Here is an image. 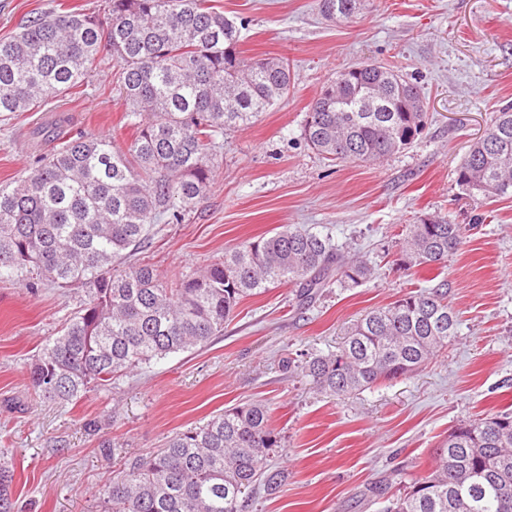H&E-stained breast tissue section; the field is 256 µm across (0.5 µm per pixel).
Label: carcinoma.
Segmentation results:
<instances>
[{
  "instance_id": "cac0c4a2",
  "label": "carcinoma",
  "mask_w": 512,
  "mask_h": 512,
  "mask_svg": "<svg viewBox=\"0 0 512 512\" xmlns=\"http://www.w3.org/2000/svg\"><path fill=\"white\" fill-rule=\"evenodd\" d=\"M360 0H318L321 15L348 23ZM245 21L206 0H111V20L69 9L40 12L0 39V112H30L84 82L98 54L119 66L128 149L72 135L13 184L0 185V281L85 289L77 316L45 341L30 367L34 393L72 401L224 332L240 300L274 283L311 296L338 282L369 280L368 259L331 238L288 225L224 252L209 267L163 280L148 263L118 266L159 224H181L214 178L217 140L288 95L283 58H244ZM324 85L309 105L304 140L331 161L376 163L412 145L426 117L404 107L423 98L394 68L364 62ZM457 184L484 199L512 195V105L457 167ZM407 268L445 263L466 227L446 216L402 229ZM458 315L443 287L410 292L354 321L335 352L288 359L322 393L342 396L407 376L445 349ZM280 437L269 408L247 402L168 437L108 490V512H244L259 484L274 498L283 474L268 466ZM14 469L0 456V512H14ZM386 512H512V412L465 421L448 434L430 472Z\"/></svg>"
}]
</instances>
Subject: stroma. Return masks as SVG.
Segmentation results:
<instances>
[{
  "instance_id": "35a3bbf8",
  "label": "stroma",
  "mask_w": 512,
  "mask_h": 512,
  "mask_svg": "<svg viewBox=\"0 0 512 512\" xmlns=\"http://www.w3.org/2000/svg\"><path fill=\"white\" fill-rule=\"evenodd\" d=\"M247 20L246 57H282L288 96L248 125L225 130L211 187L183 223L162 225L139 261L171 280L227 248L293 224L328 234L376 266L362 285L333 284L311 298L274 285L245 298L224 333L65 403L34 395L29 366L83 304L79 288L0 282V454L15 469V512H104L105 492L136 459L175 432L247 401L271 410L283 469L277 498L253 493L246 512H383L375 486L410 485L462 419L512 411V197L471 198L459 159L512 104V0H362L350 23L322 18L318 0H213ZM56 111L0 114V183L28 175L54 144L36 134L69 117L68 132L133 135L110 53ZM395 67L425 91L422 135L384 161L333 163L301 136L308 105L348 66ZM429 214L466 225L441 268H405L403 225ZM447 283L455 341L416 373L347 396H328L282 361L336 351L365 311Z\"/></svg>"
}]
</instances>
